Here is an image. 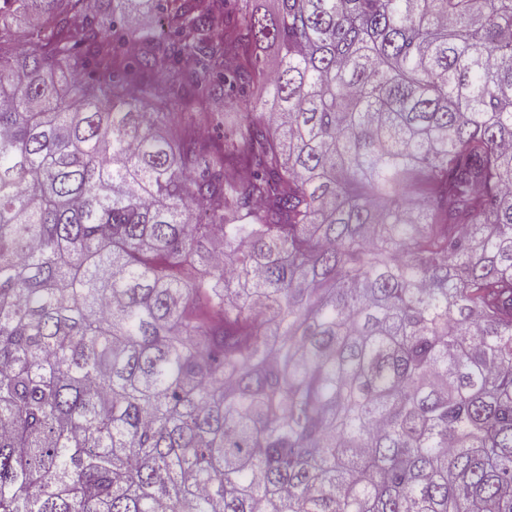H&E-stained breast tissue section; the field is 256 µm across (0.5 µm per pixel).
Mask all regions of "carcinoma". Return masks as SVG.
Listing matches in <instances>:
<instances>
[{
  "instance_id": "cac0c4a2",
  "label": "carcinoma",
  "mask_w": 512,
  "mask_h": 512,
  "mask_svg": "<svg viewBox=\"0 0 512 512\" xmlns=\"http://www.w3.org/2000/svg\"><path fill=\"white\" fill-rule=\"evenodd\" d=\"M0 512H512V0H0Z\"/></svg>"
}]
</instances>
